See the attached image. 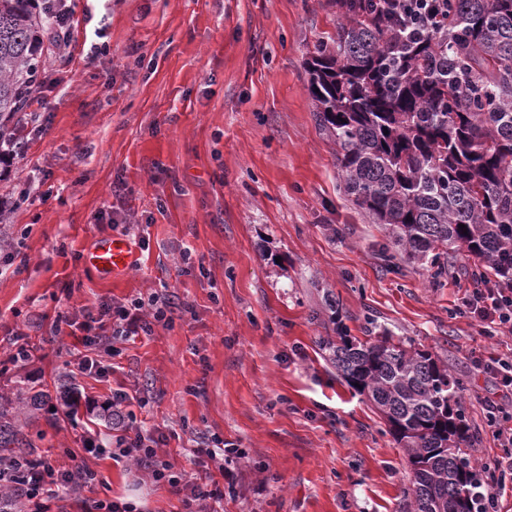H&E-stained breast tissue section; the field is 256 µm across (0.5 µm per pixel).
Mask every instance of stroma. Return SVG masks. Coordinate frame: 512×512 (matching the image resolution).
Here are the masks:
<instances>
[{
  "instance_id": "obj_1",
  "label": "stroma",
  "mask_w": 512,
  "mask_h": 512,
  "mask_svg": "<svg viewBox=\"0 0 512 512\" xmlns=\"http://www.w3.org/2000/svg\"><path fill=\"white\" fill-rule=\"evenodd\" d=\"M335 32L328 0H77L67 44L40 63L41 126L24 127L0 180V201H21L0 234L22 239L26 256L14 268L0 252V391L63 383L76 338L53 331L57 316L168 295L171 324L114 339L111 371L77 382L100 406L128 391L138 424L163 433L187 477L204 475L192 451L211 437L242 450L218 485L224 512H406L402 448L318 345L340 323L447 362L465 382L475 457L500 453L474 361L512 355V333L487 338L457 313L472 256L453 252L433 282L390 259L380 225L344 192L306 66ZM112 235L136 257L115 280L84 264ZM17 335L32 348L21 368L7 360ZM102 429L86 411L46 406L26 432L72 468L82 438ZM98 472L99 484L64 495L62 512L116 496L184 512L135 463L104 457Z\"/></svg>"
}]
</instances>
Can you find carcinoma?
<instances>
[{
	"label": "carcinoma",
	"mask_w": 512,
	"mask_h": 512,
	"mask_svg": "<svg viewBox=\"0 0 512 512\" xmlns=\"http://www.w3.org/2000/svg\"><path fill=\"white\" fill-rule=\"evenodd\" d=\"M330 2L336 34L317 42L307 69L345 192L435 278L461 248L478 261L473 277L512 275V0H448L446 19L412 36L399 0ZM30 3L0 0V147L17 140L23 83L48 49V16ZM337 332L320 346L403 448L411 512H473L462 381L385 330L365 342ZM47 398L0 394V461L40 458L22 423ZM23 509L0 489V512Z\"/></svg>",
	"instance_id": "obj_1"
}]
</instances>
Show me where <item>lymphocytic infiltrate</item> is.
I'll use <instances>...</instances> for the list:
<instances>
[{
  "label": "lymphocytic infiltrate",
  "instance_id": "lymphocytic-infiltrate-1",
  "mask_svg": "<svg viewBox=\"0 0 512 512\" xmlns=\"http://www.w3.org/2000/svg\"><path fill=\"white\" fill-rule=\"evenodd\" d=\"M170 308L168 297H153L150 303L134 299L101 305L97 310H84L78 324L82 333L81 349L75 353L73 367L81 375H104L110 367L100 358L101 349L110 347L113 338L132 337L150 333L153 324L166 321ZM463 314L477 318L484 325L486 337L512 332V288L486 281L470 290L462 309ZM130 400L127 391L112 393V419L122 435L101 444L86 441L84 451L88 458L73 469L58 468L50 459H43L35 470L16 477L13 464L0 465V482H8L17 497L32 502V512H49V501L60 493L71 492L74 485L90 486L97 482L98 473L91 464L92 457L109 453L112 460L137 461L150 472L154 481H164L182 495L185 512H217V491L205 490L202 483L188 480L176 472L162 449L161 434L127 423L122 407ZM484 408L494 414V435L502 448V455L493 463L482 464V475L475 492V512H498L499 496L512 483V410H506L492 398H484Z\"/></svg>",
  "mask_w": 512,
  "mask_h": 512
}]
</instances>
